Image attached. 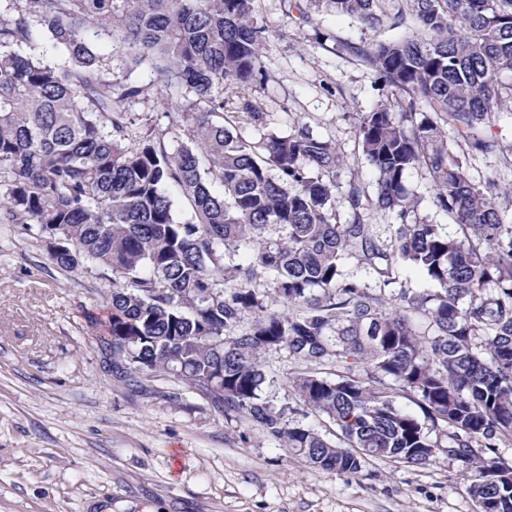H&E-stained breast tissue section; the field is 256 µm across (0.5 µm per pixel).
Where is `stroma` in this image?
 I'll list each match as a JSON object with an SVG mask.
<instances>
[{"label":"stroma","mask_w":512,"mask_h":512,"mask_svg":"<svg viewBox=\"0 0 512 512\" xmlns=\"http://www.w3.org/2000/svg\"><path fill=\"white\" fill-rule=\"evenodd\" d=\"M255 19L266 29L267 78L249 94L259 121H240L237 132L254 141L308 124L348 157L340 184L374 192L353 127L381 92L347 47L393 30L325 10L303 25L279 0H257ZM127 82L144 89L136 112L183 140L147 68ZM109 289L97 273L60 270L42 244L0 230V512H476L456 461L372 459L358 475L323 471L180 379L132 383L99 341ZM299 369L287 351L270 354L264 397L299 407L289 386Z\"/></svg>","instance_id":"stroma-1"}]
</instances>
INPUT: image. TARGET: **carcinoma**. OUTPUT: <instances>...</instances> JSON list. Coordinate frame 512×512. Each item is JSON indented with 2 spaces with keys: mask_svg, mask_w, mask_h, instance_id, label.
<instances>
[{
  "mask_svg": "<svg viewBox=\"0 0 512 512\" xmlns=\"http://www.w3.org/2000/svg\"><path fill=\"white\" fill-rule=\"evenodd\" d=\"M256 2L11 0L0 10V226L43 243L62 270L110 273L100 340L131 380L173 374L325 471L446 456L478 512H512V464L486 456L512 442V224L499 206L512 187L468 173L475 152L512 155L487 134L512 110V0H401L390 28L410 19L406 34L346 45L386 96L354 128L376 193L353 182L342 198L336 143L305 123L249 141L224 114L236 98L237 115L260 119L246 100L265 78ZM384 2L282 0L303 24L324 6L370 26ZM114 54L181 92L167 111L186 141L135 128L143 90L113 79ZM415 168L455 233L419 216ZM379 211L398 220L385 237L369 223ZM347 260L377 287L346 275ZM404 268L431 287H409ZM282 349L336 364L333 379L305 370L289 386L338 443L262 396V360Z\"/></svg>",
  "mask_w": 512,
  "mask_h": 512,
  "instance_id": "1",
  "label": "carcinoma"
}]
</instances>
